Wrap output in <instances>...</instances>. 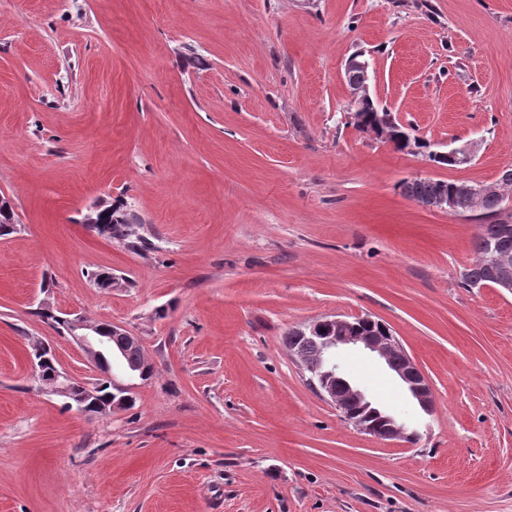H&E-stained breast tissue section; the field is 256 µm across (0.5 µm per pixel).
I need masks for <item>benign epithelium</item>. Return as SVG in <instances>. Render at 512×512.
<instances>
[{
  "label": "benign epithelium",
  "instance_id": "7a95c632",
  "mask_svg": "<svg viewBox=\"0 0 512 512\" xmlns=\"http://www.w3.org/2000/svg\"><path fill=\"white\" fill-rule=\"evenodd\" d=\"M344 79L350 89L349 110L353 117L361 102L372 100L369 61L361 54L349 58L344 68ZM479 149L480 144L471 141L450 149L448 153L441 151L439 155L449 154L458 165L465 166L475 159ZM502 185V180L490 185L461 181L451 192L438 188L430 195L412 199V202L422 209L455 214L479 208L484 198L500 193ZM482 265L491 272L489 287L502 293H512L511 247L488 239ZM66 329L88 361L96 367L104 365L103 351L112 348V339H119L123 344L140 345L137 337L120 326L90 323L82 317L66 319ZM295 331L297 335L315 341L321 350L318 358L312 362H305L298 353H293L309 373V385L333 404L345 420L360 432L378 440L402 438L411 443L417 439L416 432L408 431L403 423L376 404L360 385L347 378L336 358L337 353L350 348L372 354L396 374L420 408L426 414H432L434 399L429 379L389 327L376 328L374 319L368 314L353 318L333 315L300 325ZM47 361L46 356L32 361L35 377L49 392L65 398L69 406L77 407L78 412L85 413V408L90 405L97 409V415L106 416L122 408L118 402L104 404L96 400L97 393L88 383L79 382L58 369L45 371Z\"/></svg>",
  "mask_w": 512,
  "mask_h": 512
}]
</instances>
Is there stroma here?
<instances>
[{
	"mask_svg": "<svg viewBox=\"0 0 512 512\" xmlns=\"http://www.w3.org/2000/svg\"><path fill=\"white\" fill-rule=\"evenodd\" d=\"M355 53L425 148L349 124ZM469 141L466 166L427 156ZM509 167L512 0H0V512H512V294L461 283L479 217L398 189ZM96 207L149 248L91 230ZM45 302L138 337L152 378L112 370L133 407L41 389L40 343L99 376ZM365 314L435 410L363 351L342 366L414 442L355 430L285 342Z\"/></svg>",
	"mask_w": 512,
	"mask_h": 512,
	"instance_id": "35a3bbf8",
	"label": "stroma"
}]
</instances>
